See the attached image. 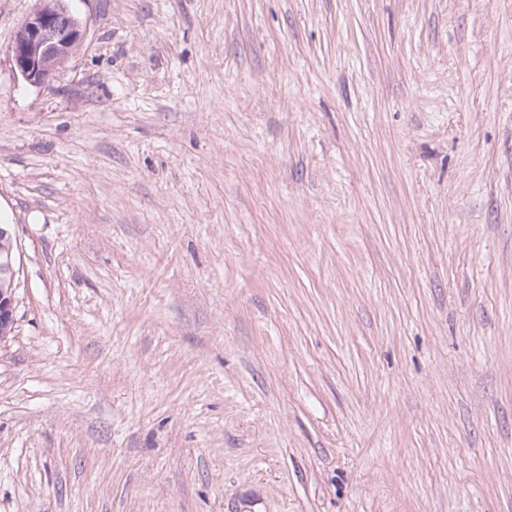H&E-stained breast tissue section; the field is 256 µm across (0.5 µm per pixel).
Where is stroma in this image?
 <instances>
[{
  "label": "stroma",
  "instance_id": "obj_1",
  "mask_svg": "<svg viewBox=\"0 0 512 512\" xmlns=\"http://www.w3.org/2000/svg\"><path fill=\"white\" fill-rule=\"evenodd\" d=\"M0 0V512H512V0ZM64 12L61 0H48L21 25L22 35L11 44L10 56L14 70L25 82L44 84L80 40L82 30L77 21L65 26L58 24ZM48 59L55 61V66H50Z\"/></svg>",
  "mask_w": 512,
  "mask_h": 512
}]
</instances>
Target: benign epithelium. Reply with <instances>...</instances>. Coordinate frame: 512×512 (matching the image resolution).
<instances>
[{
  "label": "benign epithelium",
  "instance_id": "obj_1",
  "mask_svg": "<svg viewBox=\"0 0 512 512\" xmlns=\"http://www.w3.org/2000/svg\"><path fill=\"white\" fill-rule=\"evenodd\" d=\"M65 12L62 0H46L20 27L21 37L10 46L14 70L31 85L45 83L71 54L82 30L78 22L62 26L60 14Z\"/></svg>",
  "mask_w": 512,
  "mask_h": 512
}]
</instances>
